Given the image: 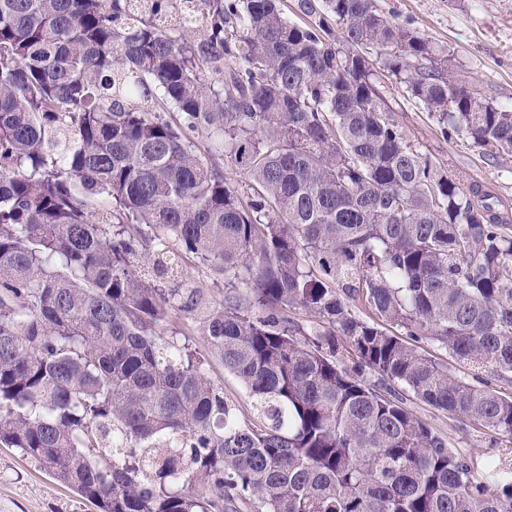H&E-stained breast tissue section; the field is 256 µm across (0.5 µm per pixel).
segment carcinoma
I'll use <instances>...</instances> for the list:
<instances>
[{
	"label": "carcinoma",
	"mask_w": 512,
	"mask_h": 512,
	"mask_svg": "<svg viewBox=\"0 0 512 512\" xmlns=\"http://www.w3.org/2000/svg\"><path fill=\"white\" fill-rule=\"evenodd\" d=\"M298 9L0 0V446L100 512H512V395L419 346L512 383L509 219L407 140L371 59L484 157H512V106L375 0ZM174 310L203 311L254 416L165 335ZM185 268L192 279L196 282V286L201 288L209 303L215 305L224 301L225 293L222 278L215 276L207 270L199 268L190 260H187L185 263ZM401 393L406 398L407 408L433 431L445 436L452 448L483 454L496 451L491 445L490 436L482 428L464 425L448 412L435 409L408 392Z\"/></svg>",
	"instance_id": "carcinoma-1"
}]
</instances>
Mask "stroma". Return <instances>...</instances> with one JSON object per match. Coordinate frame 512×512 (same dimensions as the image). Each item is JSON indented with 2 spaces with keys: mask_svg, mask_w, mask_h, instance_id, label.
<instances>
[{
  "mask_svg": "<svg viewBox=\"0 0 512 512\" xmlns=\"http://www.w3.org/2000/svg\"><path fill=\"white\" fill-rule=\"evenodd\" d=\"M378 9L425 34L452 53L453 75L466 79L483 99L512 105V0H377ZM378 85L408 139L436 165L477 183L512 215V159L493 162L466 139H444L434 118L386 71ZM407 408L453 448L492 453L489 435L448 412L407 397ZM0 512H99L15 448L0 447Z\"/></svg>",
  "mask_w": 512,
  "mask_h": 512,
  "instance_id": "stroma-1",
  "label": "stroma"
}]
</instances>
